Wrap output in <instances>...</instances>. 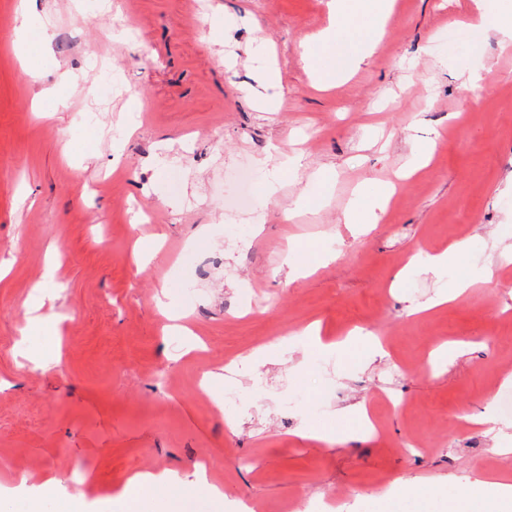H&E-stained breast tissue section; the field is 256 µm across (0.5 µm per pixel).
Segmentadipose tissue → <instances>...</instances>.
<instances>
[{
    "instance_id": "1",
    "label": "adipose tissue",
    "mask_w": 512,
    "mask_h": 512,
    "mask_svg": "<svg viewBox=\"0 0 512 512\" xmlns=\"http://www.w3.org/2000/svg\"><path fill=\"white\" fill-rule=\"evenodd\" d=\"M391 12V0H334L330 22L316 38L315 48H304L302 60L318 81L335 85L357 70L381 38ZM331 57L328 67L318 68L320 54ZM53 273H46L43 285L33 288L26 302L30 333L43 337V344L31 350L36 360H45L54 351L51 341L57 333L53 320L46 315L55 296L50 289ZM65 481L51 478L44 492L21 496L12 489L0 492V512H88L84 494L65 491ZM167 489L165 499H157V489ZM194 496L204 506L213 508L225 498L224 489L209 481L205 467H197L192 476L173 470L143 472L129 480L116 500L117 512H179L187 496ZM449 512H512V485L493 481L479 488L462 484L450 498Z\"/></svg>"
}]
</instances>
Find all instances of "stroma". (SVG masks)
<instances>
[{
  "label": "stroma",
  "mask_w": 512,
  "mask_h": 512,
  "mask_svg": "<svg viewBox=\"0 0 512 512\" xmlns=\"http://www.w3.org/2000/svg\"><path fill=\"white\" fill-rule=\"evenodd\" d=\"M19 0H0V484L38 490L66 478L100 512L141 471L204 465L228 496L221 512H322L348 493L351 512H435L413 490L449 491L497 477L512 483V49L477 30L478 52L454 48L474 0H394L382 40L329 90L312 86L300 54L328 23L330 0H33L50 50L15 52ZM275 52L283 107L260 111L253 37ZM441 57L443 66L432 64ZM118 76L109 100L103 67ZM488 88L464 100L462 74ZM61 101L41 98L62 74ZM435 139L431 162L392 198L368 233L345 212L360 183L394 179L416 143ZM278 144L299 165L277 202L245 208L239 172L260 184L259 161ZM334 168L329 187L313 177ZM325 193L321 204L301 198ZM336 235V261L312 273L286 265L288 246ZM159 237L157 257L135 248ZM471 241L468 259L436 276L404 255ZM60 263L51 310L59 364L35 363L17 345L25 300L49 256ZM471 279L447 307L414 315ZM187 317L201 350L168 335L157 300ZM351 331L387 351L324 371L302 338ZM287 340L276 362L245 372L243 400L222 404L227 361ZM337 395L325 397L324 382ZM305 392L288 408L289 396ZM361 403L372 435L303 431ZM498 405L493 435L466 416Z\"/></svg>",
  "instance_id": "35a3bbf8"
}]
</instances>
